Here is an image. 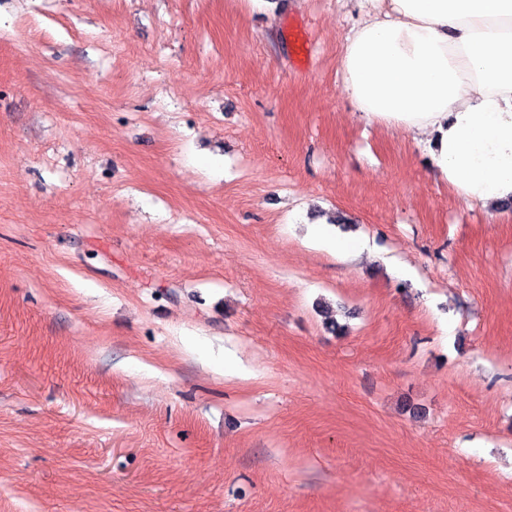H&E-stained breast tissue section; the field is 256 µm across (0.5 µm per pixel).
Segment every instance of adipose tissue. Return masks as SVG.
I'll return each instance as SVG.
<instances>
[{
	"mask_svg": "<svg viewBox=\"0 0 512 512\" xmlns=\"http://www.w3.org/2000/svg\"><path fill=\"white\" fill-rule=\"evenodd\" d=\"M338 65L367 124L428 143L438 178L471 205L512 200V0H386Z\"/></svg>",
	"mask_w": 512,
	"mask_h": 512,
	"instance_id": "1",
	"label": "adipose tissue"
}]
</instances>
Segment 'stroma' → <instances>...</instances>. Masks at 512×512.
Masks as SVG:
<instances>
[{
  "mask_svg": "<svg viewBox=\"0 0 512 512\" xmlns=\"http://www.w3.org/2000/svg\"><path fill=\"white\" fill-rule=\"evenodd\" d=\"M383 7L0 0V512H512V222L358 117Z\"/></svg>",
  "mask_w": 512,
  "mask_h": 512,
  "instance_id": "35a3bbf8",
  "label": "stroma"
}]
</instances>
